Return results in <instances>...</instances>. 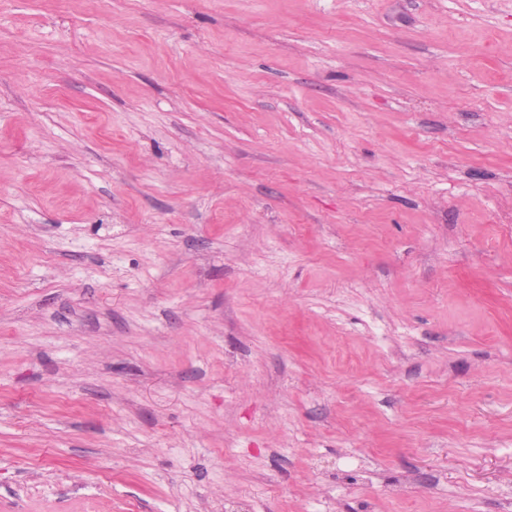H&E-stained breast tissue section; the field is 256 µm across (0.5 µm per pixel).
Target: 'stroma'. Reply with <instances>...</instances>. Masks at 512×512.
<instances>
[{"label": "stroma", "mask_w": 512, "mask_h": 512, "mask_svg": "<svg viewBox=\"0 0 512 512\" xmlns=\"http://www.w3.org/2000/svg\"><path fill=\"white\" fill-rule=\"evenodd\" d=\"M0 512H512V0H0Z\"/></svg>", "instance_id": "obj_1"}]
</instances>
